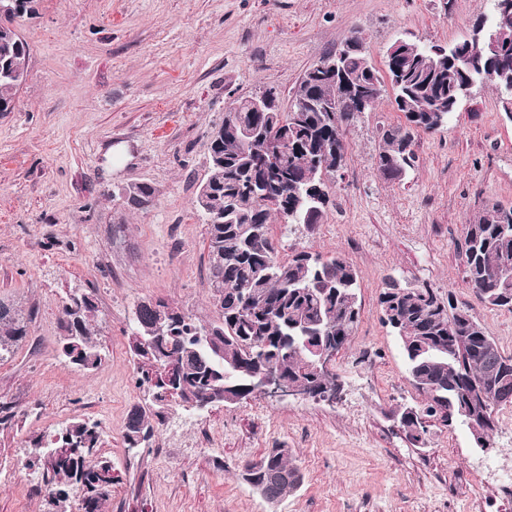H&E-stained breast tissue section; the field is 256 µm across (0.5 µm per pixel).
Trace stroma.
I'll return each instance as SVG.
<instances>
[{
    "instance_id": "35a3bbf8",
    "label": "stroma",
    "mask_w": 512,
    "mask_h": 512,
    "mask_svg": "<svg viewBox=\"0 0 512 512\" xmlns=\"http://www.w3.org/2000/svg\"><path fill=\"white\" fill-rule=\"evenodd\" d=\"M492 15V0H38L19 31L29 76L0 113V298L35 307L29 335L0 361V397L19 421L0 434V512H43L25 466L33 438L73 419L99 423L119 481L108 512H512V406L493 448L462 426L414 446L391 419L421 402L378 297L390 278L426 284L468 307L512 355V312L481 304L457 243L486 203L512 204V119L492 84L454 118L415 138L399 181L376 168L383 127L403 122L384 91L353 120L347 161L314 232L275 220L279 258L306 250L350 259L360 321L336 356L340 401L257 396L202 411L175 405L139 453L129 409L143 402L129 351L138 302L216 317L206 226L193 201L209 133L238 100L275 88L289 100L304 72L358 33L373 63L398 38L449 46ZM153 186L144 209L120 196ZM92 294L104 360L90 371L59 350L67 294ZM303 474L278 504L245 484L242 465L274 447Z\"/></svg>"
}]
</instances>
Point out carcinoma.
I'll return each instance as SVG.
<instances>
[{
    "instance_id": "1",
    "label": "carcinoma",
    "mask_w": 512,
    "mask_h": 512,
    "mask_svg": "<svg viewBox=\"0 0 512 512\" xmlns=\"http://www.w3.org/2000/svg\"><path fill=\"white\" fill-rule=\"evenodd\" d=\"M36 0H0V112H12L28 77V44L17 20L35 12ZM440 45L405 39L387 76L379 74L366 55L360 36L346 39L335 55L338 72L313 65L295 87L288 106L281 94L268 89L271 111L251 112L239 104L224 113L210 134L207 172L195 197L207 226V280L219 316L201 321L190 313L160 301L139 302L134 325L151 328L167 321L147 355L134 336L129 349L147 386L149 398L127 414L124 442L138 444V431L150 433L165 424L157 403L167 383L164 360L185 361L171 401L183 404L192 397L209 402L210 393L227 383L239 387L240 401L253 396L247 372L271 365L288 381L307 391L340 387L338 375L315 372L312 347L335 342L343 348L353 336L360 315L357 272L338 253L329 258L300 251L280 259L271 232L273 217L312 232L324 223L330 203L326 179L346 164V132L360 113L373 108L389 81L393 104L405 122L382 129L378 171L389 180H401L416 159L415 135L434 132L447 124L463 99L462 86L493 83L512 101V84L502 83L495 65L512 59V20L502 40L472 54L466 47L438 56ZM288 140V153L268 164L262 151L273 140ZM128 206L143 209L154 197L147 183L124 189ZM460 249L465 257L464 282L481 303L512 311V206L484 205L477 218L464 225ZM383 321L396 334L408 379L424 397L417 406L403 407L408 436L416 429L428 443L430 427L460 424L471 429V419L489 411L480 449L493 447L498 429L499 395L512 392V355L506 356L495 339L467 308L455 306L434 289L388 282L378 298ZM97 311L88 294H69L61 309L64 335L61 356L80 370L97 368L103 360L92 330ZM35 310H21L0 299V361L10 357L28 336ZM17 425L13 402L0 398V433ZM99 424L82 420L34 440L26 467L40 474L47 493L45 512H68L69 490L80 489L83 512H104L116 479L112 461L98 456ZM299 468L290 464L284 448L275 447L246 462L242 480L274 504L297 490L283 475Z\"/></svg>"
}]
</instances>
